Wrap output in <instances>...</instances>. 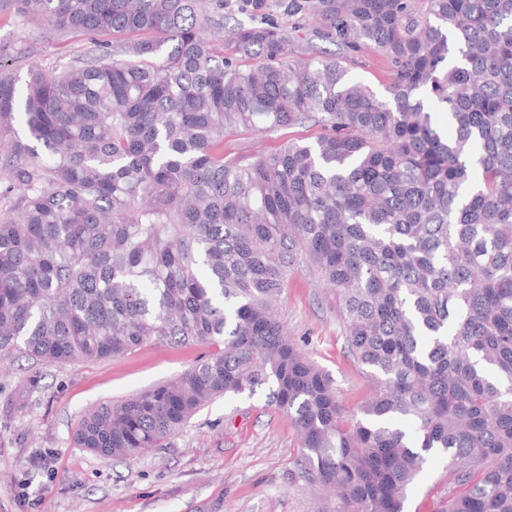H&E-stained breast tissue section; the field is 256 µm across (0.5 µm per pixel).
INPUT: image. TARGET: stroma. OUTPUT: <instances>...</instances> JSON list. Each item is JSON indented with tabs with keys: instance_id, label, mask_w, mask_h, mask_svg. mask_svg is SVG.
I'll return each instance as SVG.
<instances>
[{
	"instance_id": "35a3bbf8",
	"label": "stroma",
	"mask_w": 512,
	"mask_h": 512,
	"mask_svg": "<svg viewBox=\"0 0 512 512\" xmlns=\"http://www.w3.org/2000/svg\"><path fill=\"white\" fill-rule=\"evenodd\" d=\"M206 32L232 55L224 31L237 24L295 23L302 41L335 53L288 0H224L209 12ZM95 47L79 33L57 34L40 19L0 8V56L8 73L30 66L58 72L90 59ZM315 126L272 134L242 132L224 150L232 156L270 153L310 142ZM290 338L330 374L349 409L370 395L372 381L349 352L334 292L306 271L292 275L277 305ZM204 346L149 342L125 355L66 364L19 354L0 358V512H342L340 500L301 472V439L267 399L228 395L196 414L165 447L142 456L103 460L74 447L73 433L89 408L116 402L184 373ZM444 458H430L406 495L404 512H443L448 501Z\"/></svg>"
}]
</instances>
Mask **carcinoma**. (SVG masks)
Listing matches in <instances>:
<instances>
[{"label":"carcinoma","instance_id":"obj_1","mask_svg":"<svg viewBox=\"0 0 512 512\" xmlns=\"http://www.w3.org/2000/svg\"><path fill=\"white\" fill-rule=\"evenodd\" d=\"M6 2L98 53L21 88L0 75V353L224 344L88 411L74 447L137 457L215 398L265 390L343 512H402L432 455L458 488L443 512H512V0H289L332 58L241 24L226 58L209 0ZM365 51L386 100L348 77ZM306 124L310 143L224 154L241 131ZM303 263L372 380L353 412L277 317Z\"/></svg>","mask_w":512,"mask_h":512}]
</instances>
